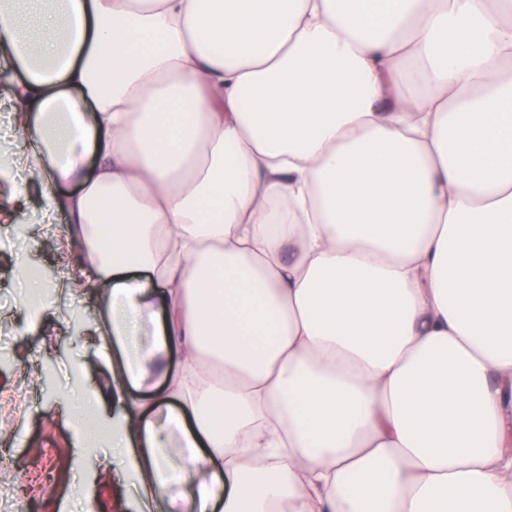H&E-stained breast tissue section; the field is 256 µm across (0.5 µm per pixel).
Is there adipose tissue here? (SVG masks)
<instances>
[{"instance_id": "obj_1", "label": "adipose tissue", "mask_w": 512, "mask_h": 512, "mask_svg": "<svg viewBox=\"0 0 512 512\" xmlns=\"http://www.w3.org/2000/svg\"><path fill=\"white\" fill-rule=\"evenodd\" d=\"M0 71L139 512H512V0H0Z\"/></svg>"}]
</instances>
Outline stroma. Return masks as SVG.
Wrapping results in <instances>:
<instances>
[{
    "instance_id": "stroma-1",
    "label": "stroma",
    "mask_w": 512,
    "mask_h": 512,
    "mask_svg": "<svg viewBox=\"0 0 512 512\" xmlns=\"http://www.w3.org/2000/svg\"><path fill=\"white\" fill-rule=\"evenodd\" d=\"M23 178V248H0V321L13 327L12 336L0 338V464L16 477L0 493V512H136L134 478L120 477L104 465L111 449L92 443L75 451L72 427L58 415L59 394L77 395L82 385L112 380L93 349L81 342L101 321L104 303L91 282L64 294L61 274L76 263L75 255L62 247L68 218L62 212L46 214L38 177L27 172ZM21 253L31 256L38 272L49 274V287L60 291L35 310L14 277L13 264ZM38 458L46 470L41 481L30 474ZM77 484L83 488L78 499L71 495Z\"/></svg>"
}]
</instances>
